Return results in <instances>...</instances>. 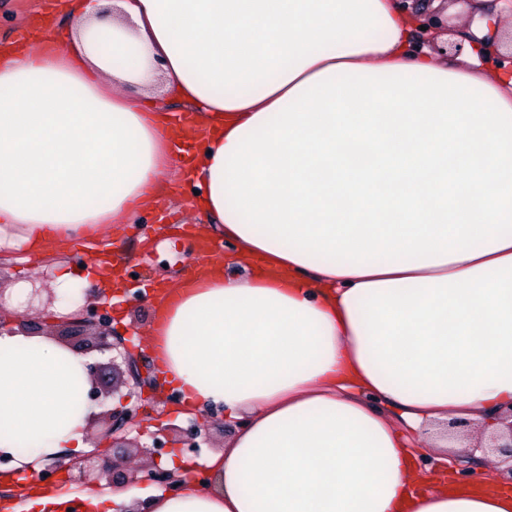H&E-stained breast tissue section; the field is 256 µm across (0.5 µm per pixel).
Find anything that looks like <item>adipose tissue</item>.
Wrapping results in <instances>:
<instances>
[{
  "instance_id": "obj_1",
  "label": "adipose tissue",
  "mask_w": 512,
  "mask_h": 512,
  "mask_svg": "<svg viewBox=\"0 0 512 512\" xmlns=\"http://www.w3.org/2000/svg\"><path fill=\"white\" fill-rule=\"evenodd\" d=\"M490 17L444 62L395 0H73L67 46L0 59V254L47 252L170 194L162 95L186 102L203 230L237 249L159 300L148 347L189 412L243 426L213 479L151 512H512L427 476L413 437L487 441L512 407V70ZM142 88L130 96L128 85ZM88 359L0 334V453L40 470L86 451ZM33 488L5 512H131L137 486Z\"/></svg>"
}]
</instances>
